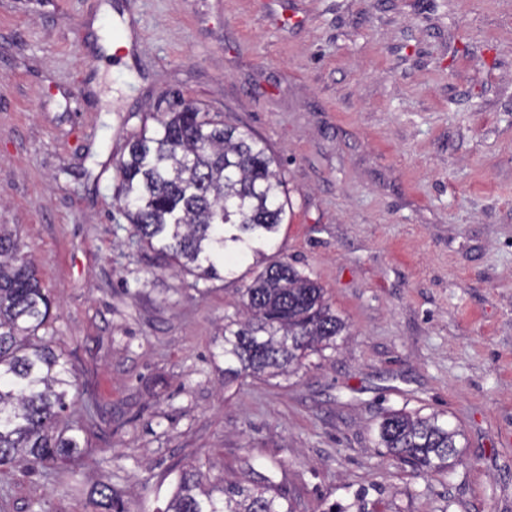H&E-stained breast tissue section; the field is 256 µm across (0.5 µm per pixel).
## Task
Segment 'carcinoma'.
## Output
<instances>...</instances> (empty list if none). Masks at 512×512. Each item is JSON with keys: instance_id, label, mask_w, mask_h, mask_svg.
I'll return each instance as SVG.
<instances>
[{"instance_id": "obj_1", "label": "carcinoma", "mask_w": 512, "mask_h": 512, "mask_svg": "<svg viewBox=\"0 0 512 512\" xmlns=\"http://www.w3.org/2000/svg\"><path fill=\"white\" fill-rule=\"evenodd\" d=\"M116 199L131 239L168 264L217 279L264 255L288 220L281 163L267 143L191 104L173 108L128 142L117 166ZM243 320L224 317V379L275 376L305 366L313 354L348 335L346 319L326 290L295 265L265 266L242 295ZM52 302L18 235L0 224V470L19 462L43 473L84 448L68 421L76 372L52 339L39 334ZM462 433L436 413H387L379 442L418 473L448 470ZM97 512H125L117 493L99 484ZM165 512H296L271 475L247 463L235 483L201 486L194 469L180 472Z\"/></svg>"}]
</instances>
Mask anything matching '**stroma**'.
<instances>
[{"mask_svg": "<svg viewBox=\"0 0 512 512\" xmlns=\"http://www.w3.org/2000/svg\"><path fill=\"white\" fill-rule=\"evenodd\" d=\"M278 156L269 259L350 334L309 366L224 382L253 269L204 281L131 244L129 136L177 100ZM0 224L52 299L45 329L99 408L8 512H163L179 472H270L297 512H512V0H0ZM463 434L445 472L385 455L388 411ZM98 486L97 494L100 499L93 501L98 512H125L123 503L110 485L100 483Z\"/></svg>", "mask_w": 512, "mask_h": 512, "instance_id": "35a3bbf8", "label": "stroma"}]
</instances>
